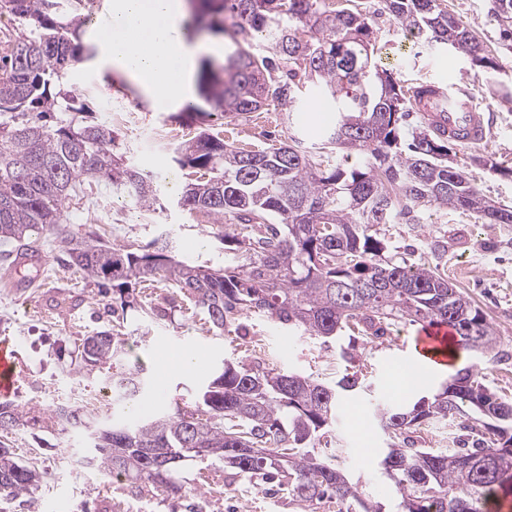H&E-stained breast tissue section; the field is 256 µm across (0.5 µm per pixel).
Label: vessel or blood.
Listing matches in <instances>:
<instances>
[{
  "label": "vessel or blood",
  "mask_w": 512,
  "mask_h": 512,
  "mask_svg": "<svg viewBox=\"0 0 512 512\" xmlns=\"http://www.w3.org/2000/svg\"><path fill=\"white\" fill-rule=\"evenodd\" d=\"M407 94L416 111L422 112L430 127L448 140L464 145L487 142L490 126L487 114L468 88L456 82L418 79L409 84ZM454 333L448 325L427 327L416 338L421 354L434 355L453 341ZM20 354L16 344H0V398L11 397L18 384Z\"/></svg>",
  "instance_id": "b4317fda"
}]
</instances>
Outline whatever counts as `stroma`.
Returning a JSON list of instances; mask_svg holds the SVG:
<instances>
[{
    "label": "stroma",
    "instance_id": "stroma-1",
    "mask_svg": "<svg viewBox=\"0 0 512 512\" xmlns=\"http://www.w3.org/2000/svg\"><path fill=\"white\" fill-rule=\"evenodd\" d=\"M358 2L373 18L377 64L391 70L400 84L417 78L444 82L463 79L477 102L497 113L489 143L477 147L449 144L448 159L465 171L485 196L511 207L512 101L503 100L502 95L512 91V48L500 37L492 0L441 3L484 41L499 64L495 71L476 67L452 50L423 47L395 22L385 0ZM104 9L105 0H93L89 7L81 34L83 57L70 71L69 81L90 107H97L99 98L106 96L113 111L124 113V121L114 126L117 151L127 162L153 173L163 207L153 212L142 210L125 192L106 182H95L69 200V228L82 235H99L110 243L140 246L167 233L175 241L178 259L221 266V227L177 205L188 177L171 160L173 143L207 127L238 145L263 146L272 140L295 138L314 155L335 122L334 105L324 100L319 110L306 108L305 99L317 93L308 86L303 90V101L269 106L244 121L182 124L178 115L185 101L201 103L199 90H191L188 100L156 106L123 74L102 65L95 19ZM485 158L496 162L497 171L482 166ZM380 237L387 255L413 251L416 260L443 271L482 311L498 338V353L486 364L484 382L491 391L512 400V224H483L440 210L418 226L382 225ZM39 241L41 256L20 269L15 267L13 256L0 252V342L20 341L21 369L13 400L45 412L60 404L88 410L106 391L110 374L104 371L77 377L71 353L82 337L111 327L112 297L100 293L92 279L71 265L53 234L40 233ZM419 330V325L401 321L373 341L352 336L354 367L362 372L365 387L341 401L335 423L326 428L321 439L329 453L342 460L353 459V470L360 475L365 493L382 500L387 494L379 483L382 441L375 417L377 401L394 406L414 402L458 367L474 360L466 351L458 364L430 370L420 384L402 383L405 370L416 361L411 342ZM122 332L130 352L121 364L126 369L139 361L147 366L150 406L156 412L167 411L177 401H191L198 387L227 360L274 363L330 384L347 367L336 343L315 336H289L265 316L247 315L233 322L223 336L212 335L205 314L161 283L146 286L135 307L127 309ZM175 352L196 356L203 371H169L165 360ZM0 441L47 472L31 497L1 501L0 512H189L193 505L200 506L202 512H337L332 502L311 510L308 503L276 487L229 477L219 465L207 470L212 491L206 496H198L191 483L177 495L154 490L135 496L124 481L116 479L108 485L83 471L77 463L81 447L78 434L59 425L1 432Z\"/></svg>",
    "mask_w": 512,
    "mask_h": 512
}]
</instances>
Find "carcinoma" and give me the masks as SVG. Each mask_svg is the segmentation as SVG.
Instances as JSON below:
<instances>
[{
    "instance_id": "carcinoma-1",
    "label": "carcinoma",
    "mask_w": 512,
    "mask_h": 512,
    "mask_svg": "<svg viewBox=\"0 0 512 512\" xmlns=\"http://www.w3.org/2000/svg\"><path fill=\"white\" fill-rule=\"evenodd\" d=\"M84 0H0L20 34L0 56V243L39 252L31 232L57 234L63 252L89 278L112 283L120 308L136 302L132 285L160 282L203 310L216 330L251 311L302 335L336 340L346 329L382 337L398 321L446 324L469 351L493 350L497 337L481 311L448 276L407 259L384 255L379 226L398 217L450 209L484 224H512V207L484 197L448 161V139L429 131L404 86L374 61L367 13L352 0H203L218 27L234 36L224 72L208 67L204 100L220 115L245 119L277 103L300 100L317 86L336 102V122L316 162L298 144L236 147L203 131L179 143L173 161L195 178L178 204L224 232V266L195 265L173 255L160 236L139 248L109 245L93 234L74 236L61 224L77 183L108 181L145 210H156L153 177L114 151L112 124L68 89L80 49ZM404 30L446 46L486 69L495 61L479 37L441 8L439 0H386ZM493 12L512 40V0H493ZM271 43L276 58L253 51L252 34ZM363 164L346 168L339 156ZM128 354L110 329L83 339L79 372L111 368ZM357 373L334 384L277 365L224 361L191 402L132 425L109 424L86 410L58 407L47 419L85 440L83 460L105 478H123L140 493L179 494L185 467L207 461L249 479L278 480L311 504L336 500L351 512H384L363 498L346 469L314 453L335 421L340 396L360 388ZM148 369L112 374V401L138 409ZM467 450L417 446L414 434L431 419L466 414ZM390 439L381 459L397 495L395 512H481L487 498L512 481V401L489 390L473 363L409 408L377 403ZM36 420V410L0 402V430ZM44 478L0 445V497L33 494Z\"/></svg>"
}]
</instances>
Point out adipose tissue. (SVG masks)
Wrapping results in <instances>:
<instances>
[{
    "mask_svg": "<svg viewBox=\"0 0 512 512\" xmlns=\"http://www.w3.org/2000/svg\"><path fill=\"white\" fill-rule=\"evenodd\" d=\"M186 0H111L98 39L106 66L161 103L183 96L202 47L184 26Z\"/></svg>",
    "mask_w": 512,
    "mask_h": 512,
    "instance_id": "obj_1",
    "label": "adipose tissue"
}]
</instances>
